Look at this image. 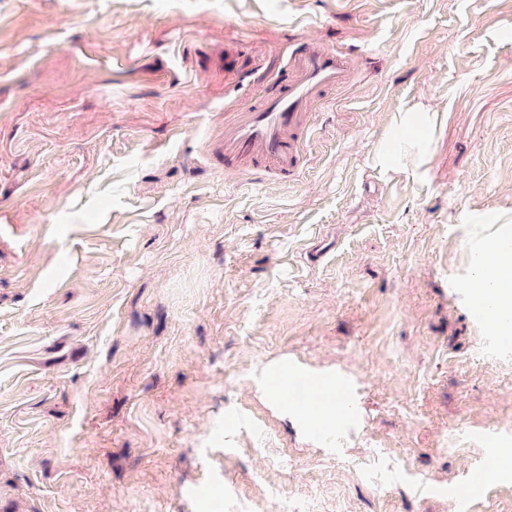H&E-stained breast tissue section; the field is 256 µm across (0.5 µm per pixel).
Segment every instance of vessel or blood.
Returning a JSON list of instances; mask_svg holds the SVG:
<instances>
[{
  "label": "vessel or blood",
  "instance_id": "b4317fda",
  "mask_svg": "<svg viewBox=\"0 0 512 512\" xmlns=\"http://www.w3.org/2000/svg\"><path fill=\"white\" fill-rule=\"evenodd\" d=\"M290 78L263 104L244 103L224 120V167L240 175L280 180L301 173L312 130V110L328 91L347 85L351 56L306 40L288 57Z\"/></svg>",
  "mask_w": 512,
  "mask_h": 512
}]
</instances>
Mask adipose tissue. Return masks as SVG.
I'll list each match as a JSON object with an SVG mask.
<instances>
[{"label":"adipose tissue","mask_w":512,"mask_h":512,"mask_svg":"<svg viewBox=\"0 0 512 512\" xmlns=\"http://www.w3.org/2000/svg\"><path fill=\"white\" fill-rule=\"evenodd\" d=\"M433 114L427 109H406L398 117L399 136L390 138L373 156L376 166L390 171L397 169L400 158L409 146L410 138L416 137L430 125ZM479 258L488 262V270H474L471 279L473 292L491 298L495 305L506 311L496 327L503 336L512 335V245L503 242L478 250Z\"/></svg>","instance_id":"obj_1"}]
</instances>
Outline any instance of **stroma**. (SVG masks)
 Instances as JSON below:
<instances>
[{"label":"stroma","instance_id":"1","mask_svg":"<svg viewBox=\"0 0 512 512\" xmlns=\"http://www.w3.org/2000/svg\"><path fill=\"white\" fill-rule=\"evenodd\" d=\"M304 39L356 73L303 172L225 173ZM498 236L512 0H0V512H512V347L468 298ZM433 113L425 108L405 109L400 112L397 128L401 129L398 137L390 138L373 156L376 166L386 171L399 167L400 158L408 149L410 138H416L425 127L431 124Z\"/></svg>","mask_w":512,"mask_h":512}]
</instances>
